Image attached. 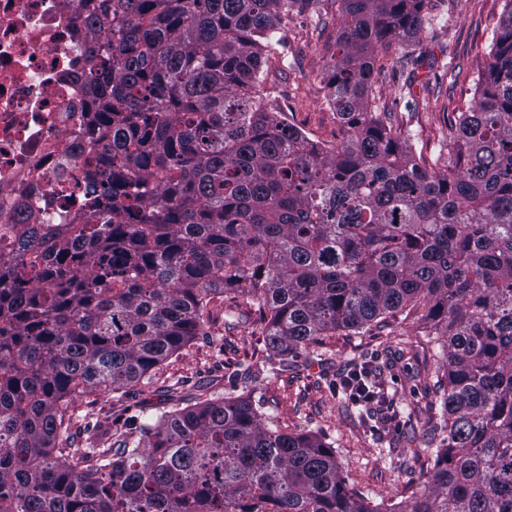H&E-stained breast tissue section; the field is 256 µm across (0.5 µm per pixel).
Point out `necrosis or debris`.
I'll use <instances>...</instances> for the list:
<instances>
[{
	"instance_id": "1",
	"label": "necrosis or debris",
	"mask_w": 512,
	"mask_h": 512,
	"mask_svg": "<svg viewBox=\"0 0 512 512\" xmlns=\"http://www.w3.org/2000/svg\"><path fill=\"white\" fill-rule=\"evenodd\" d=\"M65 0H0V265L30 223L62 228L90 214L101 144L88 91L107 52Z\"/></svg>"
}]
</instances>
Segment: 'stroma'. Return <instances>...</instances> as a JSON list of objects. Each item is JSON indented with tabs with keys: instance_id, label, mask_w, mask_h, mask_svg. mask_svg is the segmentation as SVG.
<instances>
[{
	"instance_id": "35a3bbf8",
	"label": "stroma",
	"mask_w": 512,
	"mask_h": 512,
	"mask_svg": "<svg viewBox=\"0 0 512 512\" xmlns=\"http://www.w3.org/2000/svg\"><path fill=\"white\" fill-rule=\"evenodd\" d=\"M343 0H294L281 11L263 52L258 97L274 100L289 124L320 145L346 136L327 95L326 75L336 51ZM505 0H427L419 37L376 52L370 103L428 167H448V127L469 111L482 63ZM420 59L416 71L402 59ZM263 338L251 325L204 328L185 348L130 384L126 395L92 390L70 404L68 435L81 448L96 423L125 426L142 415L187 406L219 394L253 396L285 432H307L335 448L349 490L389 508L410 495L408 480L432 465V422L441 412V373L422 326L399 314L366 333L321 336L271 370ZM382 366L394 395L392 410L365 427L336 392L357 362Z\"/></svg>"
}]
</instances>
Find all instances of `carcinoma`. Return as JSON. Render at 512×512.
Wrapping results in <instances>:
<instances>
[{
	"label": "carcinoma",
	"instance_id": "1",
	"mask_svg": "<svg viewBox=\"0 0 512 512\" xmlns=\"http://www.w3.org/2000/svg\"><path fill=\"white\" fill-rule=\"evenodd\" d=\"M326 87L332 151L254 92L285 0H105L90 81L119 184L53 261L35 232L0 267V512H381L336 450L248 397L205 398L67 447L73 395L117 393L198 335L211 303L258 313L286 357L407 311L444 359L433 467L389 512H512V0L450 128L448 169L418 163L369 105L376 52L416 37L426 0H343ZM385 398L379 369L353 367Z\"/></svg>",
	"mask_w": 512,
	"mask_h": 512
}]
</instances>
